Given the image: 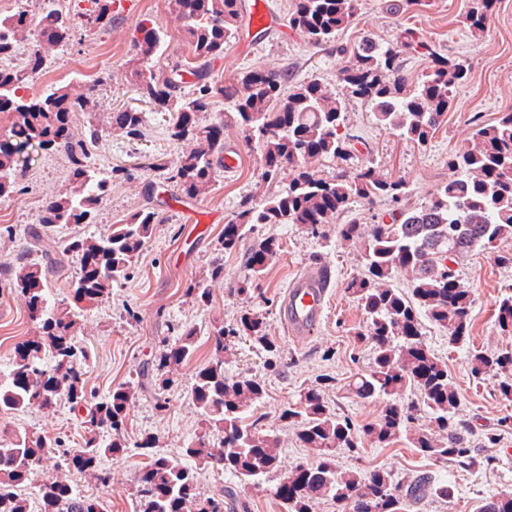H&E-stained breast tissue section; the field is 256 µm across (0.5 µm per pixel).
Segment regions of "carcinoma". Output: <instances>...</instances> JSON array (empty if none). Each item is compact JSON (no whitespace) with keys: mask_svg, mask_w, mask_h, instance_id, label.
<instances>
[{"mask_svg":"<svg viewBox=\"0 0 512 512\" xmlns=\"http://www.w3.org/2000/svg\"><path fill=\"white\" fill-rule=\"evenodd\" d=\"M493 3L473 0L466 15L473 33L485 32ZM169 5L180 23L189 57L175 60L164 76L155 73L148 62L168 51V31L145 19L129 65L134 91L169 114L171 137L195 142L190 152L177 159L167 180L188 198L209 191L217 172L224 168V137L216 130L227 124L241 129L245 144L256 142L263 148L261 182H275L286 173L290 176L285 190L242 201L224 226V251L239 249L259 224H301L319 236L329 219L356 198L371 204H398L406 198L404 180H390L369 163L343 170L331 179L308 166L311 158L345 161L353 154L354 138L344 126L345 101L323 84L312 80L289 89L285 75L272 71L245 72L231 85L211 78L212 61L237 33L238 0H169ZM358 6V0H296L288 26L312 46L327 47L351 24ZM77 17L92 28H105L112 24V0H88V7ZM6 37L30 45L20 66L0 70V100L10 103L12 136L63 154L70 174L65 188L43 203L38 226L28 229L22 253L6 269L12 283L28 298L29 319L36 331L18 344L11 371L0 380V412L51 411L62 399L71 408L85 411L77 448L34 433L0 444V512H29L22 488L31 474L53 459L100 486L111 482L112 471L99 461L103 457L116 461L129 448L126 422L134 398L127 386L114 387L103 397L87 391L83 376L89 357L74 340L80 312L48 304V264L75 256L79 272L69 282L73 298L93 303L106 300L112 295V283L127 276L149 242L158 214L147 207L98 236L55 239L59 224L96 223L112 180L125 169L113 168L102 177L91 166L103 133L95 113L100 82L89 84L77 96L59 86L42 99H26L31 74L44 69L43 46L64 47L71 41L72 27L53 8V0L37 11L23 8L1 20L0 40ZM406 53L427 59L414 83L401 71L400 58ZM468 70V59L444 58L429 41L407 31L386 46L361 43L352 51V63L340 71V80L352 96L371 104L380 125L401 138L425 144L447 120L453 89L465 81ZM184 72L194 78L187 92L176 80ZM221 100L226 104L224 112L201 122L200 116L214 111ZM110 119L133 138L141 136L145 125L144 113L135 110L114 112ZM79 121L82 130L77 132L74 127ZM473 124L468 145L448 155V167L456 176L424 203L393 209L395 215L388 224H373L365 230L352 219L337 229L343 241L358 242L362 248L363 270L348 281L345 290L365 317L356 336L372 350L370 370L352 384V391L360 398L382 399L383 408L377 420L358 429L329 405L326 379L299 390L281 420L294 427L296 440L312 450L316 462L305 464L308 473L303 480L284 492L274 491L281 512H314L315 503L323 498L349 512H404L428 497L442 501L452 497L448 482L433 475H418L405 484L382 467L341 468L340 455L357 452L363 439L382 448L405 437L427 458L464 467L477 464L469 423L458 416L459 395L448 382V365L426 344L420 321L424 314L445 329L448 348L464 346L470 335L474 295L460 282L454 265L474 249L512 236V112L502 113L493 124L477 118ZM17 155L14 147L0 146V198L18 192ZM279 248L274 239L255 242L246 254L243 277L233 283L234 290L244 293L248 284L260 280ZM399 272L407 276L404 289L393 287ZM496 323L501 331L512 332V295L501 301ZM202 335L212 338V354L196 367L190 389L200 431L183 449V456L224 470L243 489H257L280 466V439L244 422V414L266 394L263 381L253 373L229 375L225 364L236 337L247 338L265 352L269 367L281 359V347L268 335L262 315L244 309L227 326L215 320L184 328L177 341L160 353L157 371L191 362ZM45 350L52 354L50 366L43 363ZM470 372L476 380L492 377L499 396L512 402L511 347L472 355ZM411 386L423 396L443 442L421 430L410 431L414 409L398 396ZM136 447L146 456L137 477L139 512L247 509L246 501L231 490L201 497L197 469L177 457L156 453L155 437H141ZM36 495L40 512H105L102 501L78 493L62 476L39 484ZM479 512H512V494L490 497Z\"/></svg>","mask_w":512,"mask_h":512,"instance_id":"carcinoma-1","label":"carcinoma"}]
</instances>
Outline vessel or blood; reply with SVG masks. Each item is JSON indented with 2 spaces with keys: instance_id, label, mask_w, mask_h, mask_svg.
<instances>
[{
  "instance_id": "1",
  "label": "vessel or blood",
  "mask_w": 512,
  "mask_h": 512,
  "mask_svg": "<svg viewBox=\"0 0 512 512\" xmlns=\"http://www.w3.org/2000/svg\"><path fill=\"white\" fill-rule=\"evenodd\" d=\"M246 22L248 27L259 30L277 25L274 15L264 9L262 0H251ZM328 286V280L319 270L304 272L289 285L281 305V318L296 340H309L317 331L326 305Z\"/></svg>"
}]
</instances>
